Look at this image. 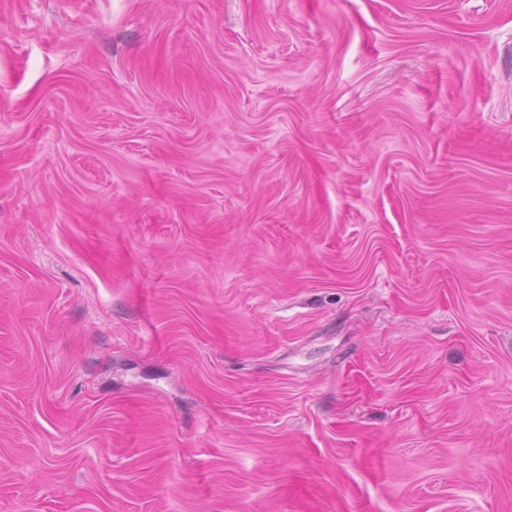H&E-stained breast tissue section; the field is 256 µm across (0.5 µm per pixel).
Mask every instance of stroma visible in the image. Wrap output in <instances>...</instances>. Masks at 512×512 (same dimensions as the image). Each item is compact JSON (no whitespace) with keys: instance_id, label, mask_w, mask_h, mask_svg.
<instances>
[{"instance_id":"1","label":"stroma","mask_w":512,"mask_h":512,"mask_svg":"<svg viewBox=\"0 0 512 512\" xmlns=\"http://www.w3.org/2000/svg\"><path fill=\"white\" fill-rule=\"evenodd\" d=\"M0 512H512V0H0Z\"/></svg>"}]
</instances>
